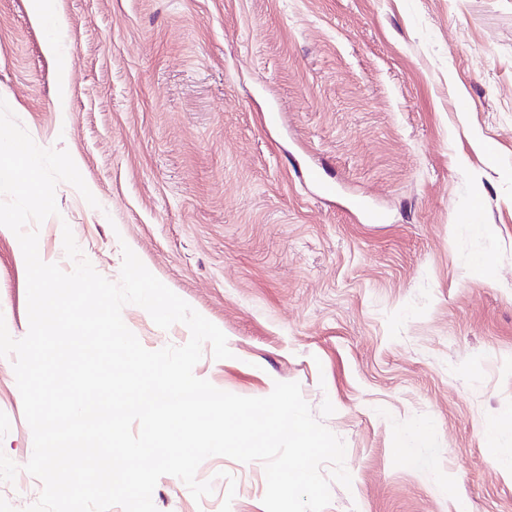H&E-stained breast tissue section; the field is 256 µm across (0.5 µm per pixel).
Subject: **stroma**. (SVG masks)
Here are the masks:
<instances>
[{
  "mask_svg": "<svg viewBox=\"0 0 512 512\" xmlns=\"http://www.w3.org/2000/svg\"><path fill=\"white\" fill-rule=\"evenodd\" d=\"M63 17L55 35L35 9ZM55 52H47V37ZM0 98L72 156L99 202L56 188L39 255L118 281L123 247L225 335L196 377L244 397L298 383L346 446L325 512H512V0H0ZM0 230V317L29 329ZM155 351L190 339L136 305ZM408 456H401L397 441ZM12 358H0V512L41 490ZM194 500L265 512L262 462L211 456Z\"/></svg>",
  "mask_w": 512,
  "mask_h": 512,
  "instance_id": "obj_1",
  "label": "stroma"
}]
</instances>
